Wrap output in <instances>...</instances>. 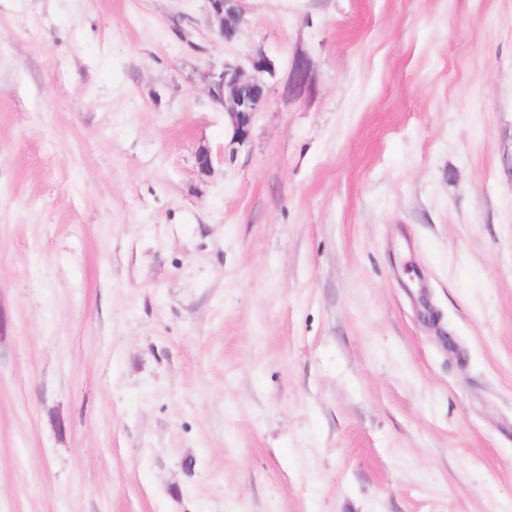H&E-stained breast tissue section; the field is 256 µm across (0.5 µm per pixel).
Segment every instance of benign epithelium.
<instances>
[{
  "mask_svg": "<svg viewBox=\"0 0 512 512\" xmlns=\"http://www.w3.org/2000/svg\"><path fill=\"white\" fill-rule=\"evenodd\" d=\"M207 24L226 42L232 41L241 23L239 0H207ZM252 75L244 74L236 64L226 63L219 72L209 76L208 92L213 100L224 105L229 119L230 143L243 144L251 136L253 114L266 93L264 76L272 73L271 60L259 55L251 61Z\"/></svg>",
  "mask_w": 512,
  "mask_h": 512,
  "instance_id": "obj_1",
  "label": "benign epithelium"
}]
</instances>
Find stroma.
<instances>
[{"mask_svg":"<svg viewBox=\"0 0 512 512\" xmlns=\"http://www.w3.org/2000/svg\"><path fill=\"white\" fill-rule=\"evenodd\" d=\"M240 9L0 0V512H512V0ZM240 0H207L209 10L207 24L211 31L224 42H231L241 23ZM252 75L245 76L236 64L225 63L209 76L208 92L224 105L229 119L231 144H244L251 136L253 114L266 93L264 76L272 73L271 60L259 55L251 61Z\"/></svg>","mask_w":512,"mask_h":512,"instance_id":"obj_1","label":"stroma"}]
</instances>
